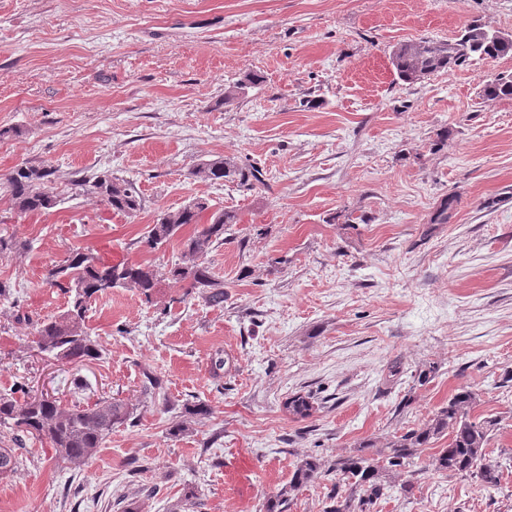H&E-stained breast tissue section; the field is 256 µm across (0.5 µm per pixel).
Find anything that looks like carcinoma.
Returning <instances> with one entry per match:
<instances>
[{
	"mask_svg": "<svg viewBox=\"0 0 512 512\" xmlns=\"http://www.w3.org/2000/svg\"><path fill=\"white\" fill-rule=\"evenodd\" d=\"M512 55V34L492 30L474 20L455 38L448 41L400 43L392 51L391 65L397 80L413 85L440 72H452L475 58L496 59ZM487 100L512 99V73L498 74L487 79L482 88ZM54 170L46 166H21L7 178L8 188L17 212L22 217L44 213L55 206V200L43 190ZM190 177L220 180L251 190L263 183L262 171L252 164L231 158L205 160L188 172ZM91 190L113 211L127 216L142 209V198L127 180L110 174L96 175L89 180ZM459 202L456 195L441 199L432 219L434 224H446ZM208 209L206 202L193 200L175 210L162 212L139 240L148 250H156L174 237L183 227L195 230L183 241L182 258L186 264H176L165 273L149 266L128 261L104 263L89 251L74 250L62 261L46 268L44 282L67 294L69 309L56 318L48 319L35 328L32 343L37 349L57 360L82 363L97 360L102 345L89 335L85 327L89 301L114 288L135 290L150 298L163 280L173 287L194 293L209 305L224 303V282L214 278L201 257L216 241L224 240V226L234 224L236 215L217 210L209 222L201 223V214ZM22 396L0 395V425L38 440L49 442L56 455L80 467L98 452L112 429L133 424L134 407L122 399L106 396L92 403L75 401L64 405L59 400L32 394L26 383L18 385ZM476 400L475 393L462 388L448 399L433 417L416 429H411L388 442L373 454L361 446L349 456L339 457L332 465L341 481L328 495L323 512H373L378 501L386 498L389 486L383 476L400 473L411 467L423 448L450 432L448 447L432 456L430 466L439 473L469 475L488 486L500 483L499 466L487 459V446L497 426L494 419L481 422L470 420L469 412ZM288 413L306 419L316 411L308 394L296 393L286 398ZM19 455L14 448H0V476L17 469ZM320 465L309 457L299 462L289 483L296 491L313 482Z\"/></svg>",
	"mask_w": 512,
	"mask_h": 512,
	"instance_id": "obj_1",
	"label": "carcinoma"
}]
</instances>
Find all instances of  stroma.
Instances as JSON below:
<instances>
[{"instance_id":"1","label":"stroma","mask_w":512,"mask_h":512,"mask_svg":"<svg viewBox=\"0 0 512 512\" xmlns=\"http://www.w3.org/2000/svg\"><path fill=\"white\" fill-rule=\"evenodd\" d=\"M474 19L512 33V0H0V235L28 244L0 257V394L26 382L137 415L78 468L0 426V448L23 451L0 476V512H184L189 493L197 512H265L284 491L286 512H323L336 458L384 447L462 388L477 395L471 420L498 422L499 485L434 471L426 448L412 495L391 476L376 512H512V99L480 95L512 57L410 87L389 60ZM249 72L261 82L225 102ZM219 156L257 163L265 185L188 177ZM25 165L54 169L56 205L21 219L6 179ZM103 172L136 184L139 212L79 186ZM449 194V222L423 237ZM196 198L237 216L205 256L223 305L165 282L148 301L116 288L86 312L100 359L73 369L32 346L36 324L67 310L48 265L80 249L170 266L180 238L137 240ZM218 350L230 363L216 377ZM149 370L165 380L152 401ZM296 392L313 395V416L284 411ZM201 402L211 415H188ZM307 456L316 481L289 491ZM134 458L147 472L132 475Z\"/></svg>"}]
</instances>
